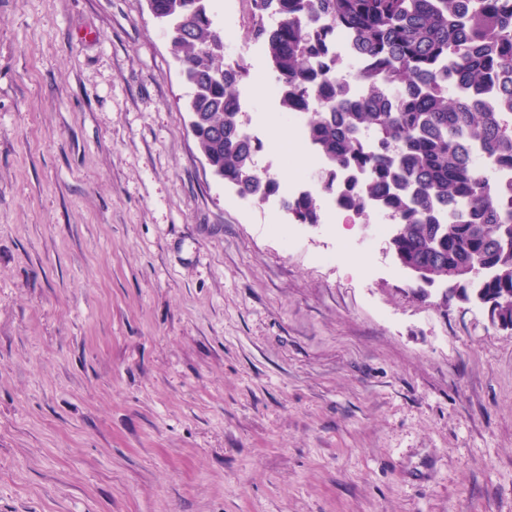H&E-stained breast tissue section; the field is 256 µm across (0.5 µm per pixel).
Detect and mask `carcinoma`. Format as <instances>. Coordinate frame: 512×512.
Returning <instances> with one entry per match:
<instances>
[{"label": "carcinoma", "instance_id": "carcinoma-1", "mask_svg": "<svg viewBox=\"0 0 512 512\" xmlns=\"http://www.w3.org/2000/svg\"><path fill=\"white\" fill-rule=\"evenodd\" d=\"M211 0H150L169 18L170 49L192 88L196 143L214 174L242 198L276 196L256 174L261 144L245 129L236 85L247 68L224 59ZM249 33L266 50L283 111L299 113L325 161L324 189L353 217L394 223L398 261L425 271L462 301L512 300V0H245ZM350 37L355 72L336 76V33ZM282 204L318 224L317 198Z\"/></svg>", "mask_w": 512, "mask_h": 512}]
</instances>
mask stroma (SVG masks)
Returning a JSON list of instances; mask_svg holds the SVG:
<instances>
[{
    "label": "stroma",
    "instance_id": "35a3bbf8",
    "mask_svg": "<svg viewBox=\"0 0 512 512\" xmlns=\"http://www.w3.org/2000/svg\"><path fill=\"white\" fill-rule=\"evenodd\" d=\"M211 16L289 188L246 4ZM190 93L147 0H0V512H512V330L373 215L239 197ZM321 190V186L317 183L309 184L305 181L299 184L288 196L293 195L299 190L314 191ZM310 193H303L293 197L288 201V196L282 198V204L289 215L292 216L297 224H317L321 221V207L317 198Z\"/></svg>",
    "mask_w": 512,
    "mask_h": 512
}]
</instances>
